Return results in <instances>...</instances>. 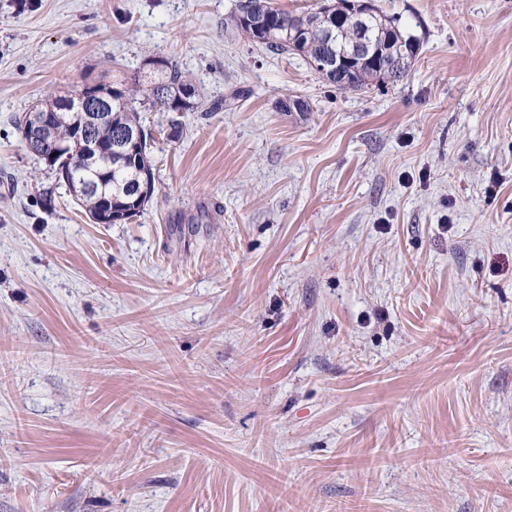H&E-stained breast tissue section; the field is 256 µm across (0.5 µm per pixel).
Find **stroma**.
I'll return each instance as SVG.
<instances>
[{"label": "stroma", "mask_w": 512, "mask_h": 512, "mask_svg": "<svg viewBox=\"0 0 512 512\" xmlns=\"http://www.w3.org/2000/svg\"><path fill=\"white\" fill-rule=\"evenodd\" d=\"M235 3L0 0V512H512V0H379L359 92ZM150 57L244 95L91 223L17 121Z\"/></svg>", "instance_id": "35a3bbf8"}]
</instances>
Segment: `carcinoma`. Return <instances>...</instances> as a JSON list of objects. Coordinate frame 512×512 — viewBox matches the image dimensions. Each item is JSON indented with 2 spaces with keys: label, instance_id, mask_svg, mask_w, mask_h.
Segmentation results:
<instances>
[{
  "label": "carcinoma",
  "instance_id": "carcinoma-1",
  "mask_svg": "<svg viewBox=\"0 0 512 512\" xmlns=\"http://www.w3.org/2000/svg\"><path fill=\"white\" fill-rule=\"evenodd\" d=\"M305 20L306 13L290 11L278 6L273 0H237L231 15L232 28L242 38L261 44L273 53L298 54L311 66L327 53L328 48L317 31L307 34L300 44L293 42L292 34ZM376 28L391 41L390 48L369 61L359 59L346 65L342 72L327 79L328 83L339 90L361 91L375 83V73L382 69L390 71L395 82L404 77L406 68L399 49L409 50L412 36L404 35L397 25V19L393 17L379 18ZM358 33V27L354 24L344 23L339 26L333 39V50L350 52ZM147 64L152 66L151 72L135 79L124 90H112L109 108L111 118L92 126L93 134L105 149L114 150L110 155L103 154L97 162L98 170H112V182L106 185V190L112 194L114 224H120L124 219L143 212L145 203L151 197L139 195V190L144 185L155 188L151 144L145 140L138 143L133 139L121 142L117 140L118 134L141 128L136 106L174 112L177 94L184 89H195L178 65L158 57L149 58ZM223 108L224 100L205 101L196 93L192 102L184 106V111L218 112ZM19 128L22 131V145L29 154L42 159V155L49 153L51 140L54 139L70 146L72 168L76 174L85 175L83 157L74 147V132L68 124H57L51 140L36 130H25L22 120L19 121Z\"/></svg>",
  "mask_w": 512,
  "mask_h": 512
}]
</instances>
